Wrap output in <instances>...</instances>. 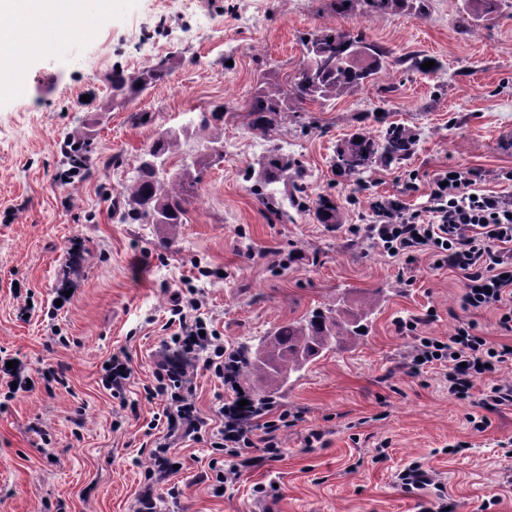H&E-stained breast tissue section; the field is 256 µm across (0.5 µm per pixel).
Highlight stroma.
I'll list each match as a JSON object with an SVG mask.
<instances>
[{"label": "stroma", "mask_w": 512, "mask_h": 512, "mask_svg": "<svg viewBox=\"0 0 512 512\" xmlns=\"http://www.w3.org/2000/svg\"><path fill=\"white\" fill-rule=\"evenodd\" d=\"M462 0H429L426 14L367 15L363 0L336 13L332 0H195L172 15L170 0H115L106 24L66 29L57 56L24 59L23 97L0 95V356L20 365L28 388L0 407V512H133L166 432L148 399L154 363L176 331L169 308L192 287L227 350L312 311L353 313L372 303L366 329L291 375L273 414L283 453L243 472L215 496L204 472L223 469L209 443L175 442L183 469L160 483L158 512H512V408L488 411L448 393L437 371L413 373L417 336H450L457 320L512 343L495 310L461 306L462 276L418 255L410 265L358 233L368 201L396 196L423 207L439 170L474 168L483 189L512 194V8L460 33ZM335 28L362 33L395 61L376 79L331 101L278 113L259 140L245 113L260 83L286 84L303 58L301 39ZM432 61L422 69V61ZM168 62L170 73L136 100L112 95L113 70ZM223 109L208 128L199 113ZM409 128L401 164L374 159L357 178L336 170L353 134ZM180 133L172 167L214 137L223 159L202 173L183 224H128L117 203L144 150ZM90 139L87 174L62 183L67 140ZM306 171L308 207L277 220L254 190L270 145ZM415 190H406L407 181ZM336 204L322 223L320 199ZM429 315L417 334L399 321ZM133 374L123 398L102 385L111 357ZM54 369L57 377L42 374ZM486 420L485 431L472 419ZM321 438L309 442L310 433ZM467 442L452 453L457 442ZM433 485L408 489L412 464Z\"/></svg>", "instance_id": "35a3bbf8"}]
</instances>
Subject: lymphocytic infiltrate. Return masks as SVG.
I'll return each instance as SVG.
<instances>
[{"label":"lymphocytic infiltrate","mask_w":512,"mask_h":512,"mask_svg":"<svg viewBox=\"0 0 512 512\" xmlns=\"http://www.w3.org/2000/svg\"><path fill=\"white\" fill-rule=\"evenodd\" d=\"M477 180L476 170L463 165L437 173L430 184L428 204L421 211L409 210L398 198L372 197L369 210L374 221L363 232L384 252L404 261H414L424 252L460 272L463 307L497 310L500 329L512 333V196L479 189ZM201 306L196 290L175 296L171 320L179 330L145 388L149 399L161 402L167 432L151 452V481L138 495L135 512H157L154 486L175 473L169 438L197 442L213 434L214 447L232 459L217 478L222 485L239 479L244 469L257 464L259 456L281 454L279 432L288 424L287 413L270 419L269 402L240 386L231 355L201 316ZM411 365L417 372L440 371L449 393L460 401L470 398L478 381L489 380L484 406L512 408V380L500 377L512 365V345L478 335L471 321L458 320L453 335L445 338L419 337ZM201 369L221 379L227 391L213 421L199 411L194 398L193 378ZM254 448L259 449V456H251Z\"/></svg>","instance_id":"obj_1"}]
</instances>
